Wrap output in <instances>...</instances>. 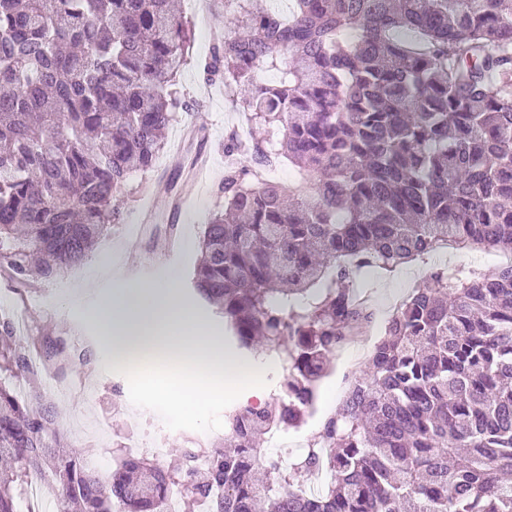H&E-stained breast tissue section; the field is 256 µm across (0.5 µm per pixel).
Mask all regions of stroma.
<instances>
[{"instance_id": "obj_1", "label": "stroma", "mask_w": 512, "mask_h": 512, "mask_svg": "<svg viewBox=\"0 0 512 512\" xmlns=\"http://www.w3.org/2000/svg\"><path fill=\"white\" fill-rule=\"evenodd\" d=\"M177 3L191 23L194 40V61L183 67L178 75L179 88L189 106L188 111L180 113L178 126L183 129L193 122L197 124L198 132L193 138L180 139L178 144H166L153 169L130 180L122 197L125 221L111 225L100 237L96 249L117 253L132 248L150 260L171 236L173 228L181 227L179 249L167 265L149 272L148 277L161 283L166 280L170 269H178V298L220 334L224 331L223 318L206 306L192 289L193 267L199 255L204 226L211 214L224 205L217 189L224 180L227 162L224 144L229 134L240 124L245 125L252 139L265 138L266 132L251 124L247 113L233 108L224 93L223 81L208 79L201 67L202 61L209 59L213 46L225 32L223 4H216L212 16L206 19L198 9L197 0H177ZM196 151L209 153L213 160L214 174L203 189L187 184L182 169L174 163L178 153ZM161 177L166 178L171 194L183 196L187 201L178 219H171L164 198L154 191L155 182ZM501 258L498 252L450 248L440 251L439 255L418 258L390 271L365 269L356 283L360 292L370 300V324L375 338L383 337L392 313L412 288L427 281L432 272L459 266L491 274L498 268ZM93 275L92 264L87 260L50 279L23 281L0 270V300H6L12 309L22 312L32 335L54 339L80 337L89 362L75 364L74 372L82 375L93 368L101 373L87 396L54 400L60 412L59 427L65 434L68 448L84 452L90 459L95 457L97 449L121 448L135 430V421L139 418L153 422L154 432L170 459L194 447L192 435L198 427L212 431V443L222 442L225 411L246 406V399L233 394L224 395L200 405L192 426L181 432L168 430V422L178 418L181 410L159 405L154 398V389L157 385L169 383V375L148 376L113 362L108 353L96 346L95 329L85 308L71 305L67 299L70 288ZM367 365V360H355L350 350L332 357L329 373L319 386L323 416L308 424L306 438L311 439L321 433L325 418L335 415L352 381L363 374Z\"/></svg>"}]
</instances>
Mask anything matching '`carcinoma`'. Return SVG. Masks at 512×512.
Here are the masks:
<instances>
[{"label": "carcinoma", "instance_id": "1", "mask_svg": "<svg viewBox=\"0 0 512 512\" xmlns=\"http://www.w3.org/2000/svg\"><path fill=\"white\" fill-rule=\"evenodd\" d=\"M227 2L208 72L280 139L226 146L239 161L192 285L236 349L277 350L286 396L225 414L201 481L186 451L166 468L121 455L103 483L61 451L31 344L0 315V458L15 463L0 512L45 477L58 512H165L179 482L201 512H512V265L414 288L326 447L293 471L257 441L305 422L330 357L368 323L355 270L512 245V0H292L286 15ZM192 44L171 0H0V267L54 277L124 220L128 181L189 111L177 77ZM272 69L277 83L259 79ZM270 153L302 182L252 184ZM323 470L322 493L293 488Z\"/></svg>", "mask_w": 512, "mask_h": 512}]
</instances>
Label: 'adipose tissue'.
Masks as SVG:
<instances>
[{"label": "adipose tissue", "instance_id": "1", "mask_svg": "<svg viewBox=\"0 0 512 512\" xmlns=\"http://www.w3.org/2000/svg\"><path fill=\"white\" fill-rule=\"evenodd\" d=\"M92 265L99 277L113 280L111 291L88 312L98 346L123 363L132 349H148L156 360L173 364L184 375L180 391L157 387L158 403L167 406L183 398L204 403L221 391L262 397L259 373L228 355L222 337L179 301L174 292L178 273H171L167 284L160 286L132 277L113 279L108 253L95 255Z\"/></svg>", "mask_w": 512, "mask_h": 512}]
</instances>
